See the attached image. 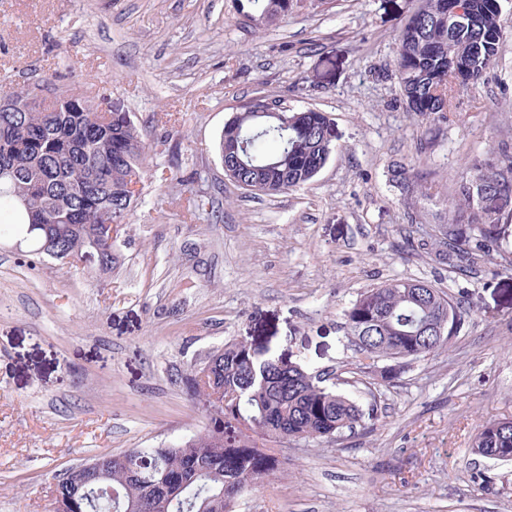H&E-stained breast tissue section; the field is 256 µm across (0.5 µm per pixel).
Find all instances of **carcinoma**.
I'll return each instance as SVG.
<instances>
[{
  "label": "carcinoma",
  "instance_id": "1",
  "mask_svg": "<svg viewBox=\"0 0 512 512\" xmlns=\"http://www.w3.org/2000/svg\"><path fill=\"white\" fill-rule=\"evenodd\" d=\"M296 0H245L246 17L276 25L293 12ZM456 0H424L402 27L397 43V78L409 112L445 118L450 92L476 84L497 61L503 34L498 25L501 0H467V17L453 16ZM74 94L47 77L0 95V207L17 200L30 223L17 224L34 254L76 267L95 250L99 270L116 262L115 244L105 225L128 223L139 195L128 194L141 178L149 149L132 115L112 103ZM333 123L317 109L294 110L262 96L243 104L225 122L219 142L224 176L254 194L277 196L309 184L335 150ZM448 199V223L438 225L448 241L433 238L435 259L462 266L499 243L496 202L512 196V156H493L466 167ZM392 181L406 200L430 199L432 185L405 165ZM208 214L204 196L188 199L192 221ZM471 309L433 284L394 280L368 288L345 310L346 337L356 354L371 352L390 365L380 371L392 381L405 367L447 347L432 327L463 325ZM199 369L180 375L190 396L205 401L214 393L224 405L210 414V425L175 444L132 448L93 456L103 463L102 478L85 482L73 468L58 477L50 512H234L238 497L254 481L279 471L281 462L257 447L249 432L278 441L291 438L336 441L362 425L361 406L335 387L325 373L262 353L245 341L212 351ZM248 431L224 435L230 421ZM472 450L512 457V423H490L474 438ZM112 487V498L88 504L87 493Z\"/></svg>",
  "mask_w": 512,
  "mask_h": 512
}]
</instances>
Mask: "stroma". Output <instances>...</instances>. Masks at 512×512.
Instances as JSON below:
<instances>
[{
  "label": "stroma",
  "mask_w": 512,
  "mask_h": 512,
  "mask_svg": "<svg viewBox=\"0 0 512 512\" xmlns=\"http://www.w3.org/2000/svg\"><path fill=\"white\" fill-rule=\"evenodd\" d=\"M421 5L300 0L259 29L236 0H0V91L47 74L77 93L95 85L149 144L111 270L32 260L21 236L0 235V512H48L59 474L93 455L203 431L204 402L177 376L240 340L326 372L373 416L329 444L256 437L282 471L235 512H512V461L471 451L486 424L512 419V198L497 251L471 271L422 247L465 165L512 153V0L496 64L435 123L407 111L395 77L397 34ZM259 95L327 112L336 131L314 180L272 198L226 180L218 150L225 121ZM165 112L178 117L168 129ZM399 164L433 199L404 204ZM199 190L220 223L184 222ZM400 279L472 312L398 379L360 378L344 312Z\"/></svg>",
  "instance_id": "stroma-1"
}]
</instances>
